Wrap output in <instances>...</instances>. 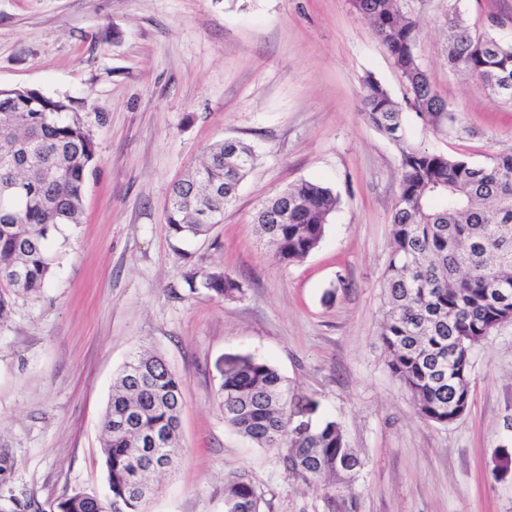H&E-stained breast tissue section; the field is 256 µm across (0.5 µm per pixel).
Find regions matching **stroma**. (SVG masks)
<instances>
[{"instance_id": "35a3bbf8", "label": "stroma", "mask_w": 512, "mask_h": 512, "mask_svg": "<svg viewBox=\"0 0 512 512\" xmlns=\"http://www.w3.org/2000/svg\"><path fill=\"white\" fill-rule=\"evenodd\" d=\"M416 54L462 114L450 135L405 112L406 140L480 164L512 152V106L446 63L448 19L486 28L512 0H405ZM401 98V73L351 0H0V88L70 99L95 160L84 220L50 245L56 272L17 297L0 323V512H48L76 491L107 495L103 413L137 351L183 381L181 455L146 512H224L226 475L244 472L263 512H512V321L472 352L467 412L419 417L379 336L380 283L400 195V148L363 118L364 81ZM259 160L222 223L179 242L165 224L170 188L216 141ZM315 180L340 197L303 261L276 262L253 217L276 192ZM221 270L242 294L219 299L184 281ZM272 363L289 388V427L340 423L365 460L335 500L288 478L276 454L224 424L227 364Z\"/></svg>"}]
</instances>
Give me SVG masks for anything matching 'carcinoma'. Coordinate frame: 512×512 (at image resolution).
Instances as JSON below:
<instances>
[{
  "instance_id": "obj_1",
  "label": "carcinoma",
  "mask_w": 512,
  "mask_h": 512,
  "mask_svg": "<svg viewBox=\"0 0 512 512\" xmlns=\"http://www.w3.org/2000/svg\"><path fill=\"white\" fill-rule=\"evenodd\" d=\"M352 6L405 83L402 105L371 78L362 98L367 123L400 147L401 191L381 284L382 342L388 367L418 414L447 426L470 403L472 350L512 317V154L474 164L406 145L404 106L437 130L448 123L460 130L462 118L418 62L420 25L402 0H352ZM449 25L448 67L511 105L512 42L470 27L457 14ZM94 156L90 130L64 100L0 88V320L13 298L39 292L53 276L48 241L60 226L82 223ZM255 161L253 147L240 140L210 145L172 187L175 202L166 216L171 236L182 241L208 232L206 212L221 222ZM339 204L330 187L301 180L265 201L254 223L272 258L291 264L319 247ZM185 282L222 299L242 293L224 272L191 271ZM182 387L161 356L145 351L135 353L113 381L102 419V453L120 512H143L148 496L133 488L143 478L147 449H156L159 458L155 476L179 458ZM218 394L225 426L274 451L288 475L305 486L332 497L339 482L364 467L338 422L328 420L301 435L290 430L288 388L268 361L240 358L224 370ZM223 496L224 512H262V497L244 472L224 478ZM93 499L75 492L57 507L94 512Z\"/></svg>"
}]
</instances>
